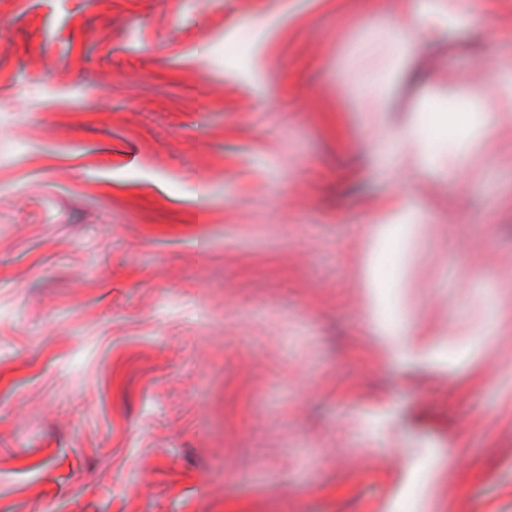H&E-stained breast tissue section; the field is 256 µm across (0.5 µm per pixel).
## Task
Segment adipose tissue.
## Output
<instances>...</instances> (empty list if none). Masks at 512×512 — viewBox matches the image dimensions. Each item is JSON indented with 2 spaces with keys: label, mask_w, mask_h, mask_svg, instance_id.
<instances>
[{
  "label": "adipose tissue",
  "mask_w": 512,
  "mask_h": 512,
  "mask_svg": "<svg viewBox=\"0 0 512 512\" xmlns=\"http://www.w3.org/2000/svg\"><path fill=\"white\" fill-rule=\"evenodd\" d=\"M414 29L397 33L393 59L410 53L419 34H453L469 24L477 0H404ZM512 105V69L491 71L478 83L471 98L442 112H413L400 124L387 127L368 146L372 170L378 177L394 178L405 168H413L420 179H452L470 162L476 151L486 150L501 119L500 113L482 111L478 103L487 93ZM389 211L391 220L373 224L370 232L376 243L370 264L375 289L372 316L382 335L388 336L391 363L412 362L426 352L412 339L409 318L401 308L396 290L414 232L415 212L406 198H395Z\"/></svg>",
  "instance_id": "1"
}]
</instances>
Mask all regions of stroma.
Segmentation results:
<instances>
[{"label":"stroma","mask_w":512,"mask_h":512,"mask_svg":"<svg viewBox=\"0 0 512 512\" xmlns=\"http://www.w3.org/2000/svg\"><path fill=\"white\" fill-rule=\"evenodd\" d=\"M398 0H0V512H512V331L395 365L368 217L432 211L415 341L512 320V119L457 183L373 175L379 123L512 67V0L365 66ZM415 64L427 87L403 82Z\"/></svg>","instance_id":"1"}]
</instances>
